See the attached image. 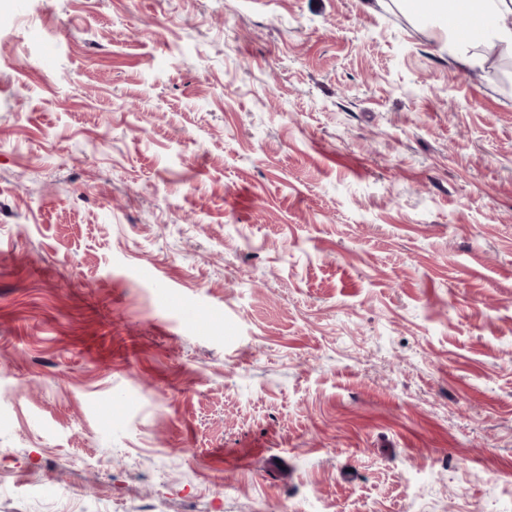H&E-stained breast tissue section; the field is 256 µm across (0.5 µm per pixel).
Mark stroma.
Instances as JSON below:
<instances>
[{
    "mask_svg": "<svg viewBox=\"0 0 512 512\" xmlns=\"http://www.w3.org/2000/svg\"><path fill=\"white\" fill-rule=\"evenodd\" d=\"M475 51L373 0H0V512H512Z\"/></svg>",
    "mask_w": 512,
    "mask_h": 512,
    "instance_id": "obj_1",
    "label": "stroma"
}]
</instances>
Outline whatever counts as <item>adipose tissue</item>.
<instances>
[{
  "label": "adipose tissue",
  "instance_id": "adipose-tissue-1",
  "mask_svg": "<svg viewBox=\"0 0 512 512\" xmlns=\"http://www.w3.org/2000/svg\"><path fill=\"white\" fill-rule=\"evenodd\" d=\"M399 3L408 13L437 17L452 39L459 34L462 20L481 19L483 25L473 42H491L512 52V26L504 21L505 16L512 15V0H399Z\"/></svg>",
  "mask_w": 512,
  "mask_h": 512
}]
</instances>
